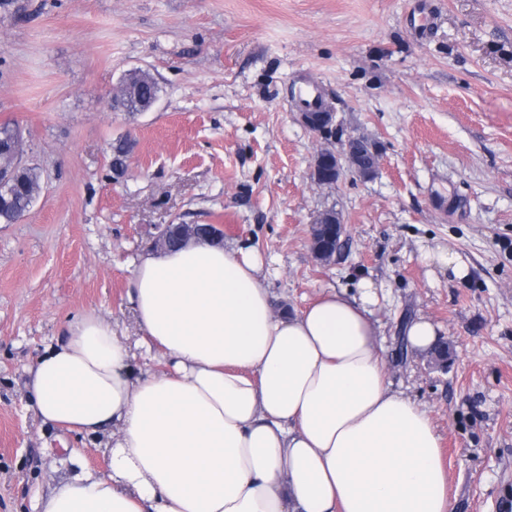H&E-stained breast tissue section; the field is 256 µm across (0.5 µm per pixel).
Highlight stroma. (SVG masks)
I'll list each match as a JSON object with an SVG mask.
<instances>
[{
	"label": "stroma",
	"mask_w": 512,
	"mask_h": 512,
	"mask_svg": "<svg viewBox=\"0 0 512 512\" xmlns=\"http://www.w3.org/2000/svg\"><path fill=\"white\" fill-rule=\"evenodd\" d=\"M135 69L156 78L155 107L111 110ZM305 81L329 132L299 119ZM6 121L43 188L0 224V512L108 472L111 432L43 421L26 384L85 314L137 348L127 291L160 224L222 225L226 247L261 257L278 310L371 281L387 380L436 426L453 512H512V0H0ZM357 136L375 174L317 186L318 153ZM329 210L346 233L326 264L311 229ZM418 317L452 343L447 366L399 353Z\"/></svg>",
	"instance_id": "35a3bbf8"
}]
</instances>
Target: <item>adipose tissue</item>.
<instances>
[{
    "label": "adipose tissue",
    "mask_w": 512,
    "mask_h": 512,
    "mask_svg": "<svg viewBox=\"0 0 512 512\" xmlns=\"http://www.w3.org/2000/svg\"><path fill=\"white\" fill-rule=\"evenodd\" d=\"M261 271L210 241L140 256L128 302L162 372L134 376L101 317L69 324L27 396L46 421L111 430L110 471L40 512H452L436 427L387 382L372 284L292 315Z\"/></svg>",
    "instance_id": "obj_1"
}]
</instances>
